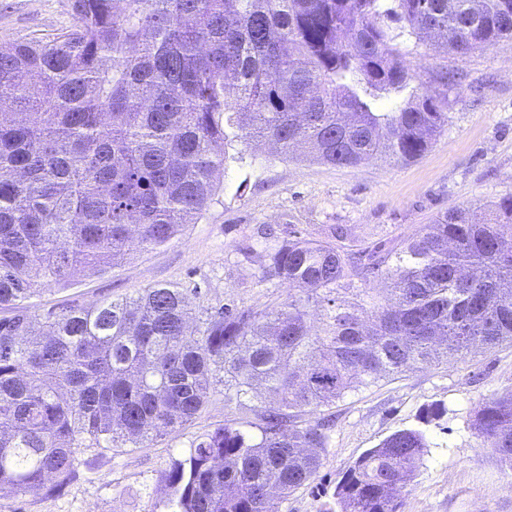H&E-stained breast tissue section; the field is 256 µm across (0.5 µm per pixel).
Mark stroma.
Segmentation results:
<instances>
[{
	"instance_id": "obj_1",
	"label": "stroma",
	"mask_w": 512,
	"mask_h": 512,
	"mask_svg": "<svg viewBox=\"0 0 512 512\" xmlns=\"http://www.w3.org/2000/svg\"><path fill=\"white\" fill-rule=\"evenodd\" d=\"M71 23L70 0H0V42L53 35ZM420 92H440L443 72L461 74L448 93V126L419 159L374 158L357 167L305 159L279 160L266 148L230 161L215 201L198 223L164 247L135 253L108 273L44 287L27 303L36 318L50 310L136 295L174 284L197 311L224 305L262 308L283 302L287 285L258 279V261L240 248L260 231L299 230L325 239L329 225L347 224L357 240L391 243L417 235L441 213L512 193V39L464 55L439 54L399 37ZM512 392V346L440 364H424L345 397L316 479L293 492L281 512H321L346 468L396 430L423 428L430 448L404 512H512V468L471 425L485 400ZM440 419L423 423L430 406ZM250 415L214 396L186 426L140 448L78 450L79 476L63 494L0 496V512H165L162 480L173 460L187 456L224 424L245 426Z\"/></svg>"
}]
</instances>
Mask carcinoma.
<instances>
[{"label":"carcinoma","instance_id":"carcinoma-1","mask_svg":"<svg viewBox=\"0 0 512 512\" xmlns=\"http://www.w3.org/2000/svg\"><path fill=\"white\" fill-rule=\"evenodd\" d=\"M71 25L0 43V306L168 244L214 201L227 153L268 143L338 167L418 159L448 125L399 35L466 53L512 39V0H71ZM275 306L195 313L173 284L0 319V494L51 497L78 448L138 447L215 394L254 416L163 475L170 512H280L314 480L330 424H302L416 364L512 345V193L350 252L263 232ZM390 280V296L366 287ZM321 308L312 328L309 307ZM472 425L512 469V393ZM397 430L322 512H402L428 452Z\"/></svg>","mask_w":512,"mask_h":512}]
</instances>
